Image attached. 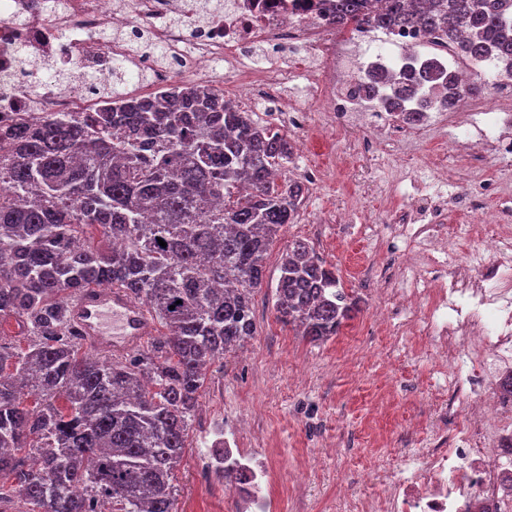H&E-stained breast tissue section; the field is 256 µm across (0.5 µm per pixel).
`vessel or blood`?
<instances>
[{
  "label": "vessel or blood",
  "instance_id": "b4317fda",
  "mask_svg": "<svg viewBox=\"0 0 512 512\" xmlns=\"http://www.w3.org/2000/svg\"><path fill=\"white\" fill-rule=\"evenodd\" d=\"M70 317L87 347L115 357L138 347L157 330L142 302L121 288L86 289L73 300Z\"/></svg>",
  "mask_w": 512,
  "mask_h": 512
}]
</instances>
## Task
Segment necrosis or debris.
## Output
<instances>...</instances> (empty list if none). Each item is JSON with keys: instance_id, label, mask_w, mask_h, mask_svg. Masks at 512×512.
<instances>
[{"instance_id": "4bbe7bcc", "label": "necrosis or debris", "mask_w": 512, "mask_h": 512, "mask_svg": "<svg viewBox=\"0 0 512 512\" xmlns=\"http://www.w3.org/2000/svg\"><path fill=\"white\" fill-rule=\"evenodd\" d=\"M333 2L221 0L204 12L199 0H65L60 7L34 10L25 0H0V123L18 112L36 122L50 113L99 107L100 89L111 76L110 68L100 64L104 57L149 70L153 86L164 88L187 71L197 82L211 83L209 62L220 54L236 97L276 100L292 131H304L312 117L281 95L296 74L331 123L358 135L369 149H382L392 137L417 143L447 128L455 143L498 147L501 133L512 129V68L493 53L474 63L447 34L419 25L385 32L364 22L337 26ZM256 46L270 56L301 50L304 63L295 73L242 74L247 52ZM413 54L435 70L455 71L459 97L454 107L444 104L445 90L422 88L417 95L427 99L426 112L406 116L383 104L391 88L381 83V75L402 73ZM76 61L96 75V83L60 86L41 75L44 65L68 67ZM375 78L380 81L376 97L351 96L352 85ZM477 85L482 91L476 95ZM480 194V187L467 189L459 209L476 226V253L454 259L447 225H419L404 250L406 268L419 287L394 288L388 275L377 288L378 325H386L389 306L399 304L410 312L401 332L424 346L439 380L430 397L442 419L428 426V448L406 456L398 473L380 480L378 493L356 499L354 512H471L478 500L484 512H512V457L501 448L503 431L512 430V397L498 389L503 365L512 363V274H501L494 288L485 279L467 286L462 278L467 269L484 268L488 257L512 251V229L486 211ZM454 295L465 303L452 318L448 299ZM462 408L487 409L491 416L459 425L455 419ZM450 421L455 430L447 429ZM241 433V426L225 425L203 470L240 474L229 488L235 512H271L272 472L262 454L241 448Z\"/></svg>"}]
</instances>
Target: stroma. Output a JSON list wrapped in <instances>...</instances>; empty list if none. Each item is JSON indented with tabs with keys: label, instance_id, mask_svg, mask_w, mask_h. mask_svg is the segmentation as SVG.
<instances>
[{
	"label": "stroma",
	"instance_id": "stroma-1",
	"mask_svg": "<svg viewBox=\"0 0 512 512\" xmlns=\"http://www.w3.org/2000/svg\"><path fill=\"white\" fill-rule=\"evenodd\" d=\"M446 131L417 144L362 152L359 144L332 127L311 125L303 144L282 167L283 176L303 180L308 169L324 173L310 188L294 223L285 225L265 262L263 285L254 293L256 334L217 362L207 375L187 438L186 455L175 473L179 512H234L224 481L201 480L197 456L213 422L251 420L245 442L263 438L272 463L275 512H336V489L367 492L363 471H389L402 455L425 447L422 430L437 407L426 394L434 378L413 338L381 333L373 319L377 273L397 270L405 248L399 219L416 203L412 224L434 212L439 223L458 224L459 186L439 178L431 160ZM302 239L335 271L345 293L358 297L359 310L338 336L313 343L280 323L273 307L280 260L289 242ZM353 339L369 355L358 377L341 366L340 342ZM388 370L394 381L393 410L377 439L368 423L376 376ZM328 443L346 448L344 457L326 455ZM313 467L309 483H293L300 464Z\"/></svg>",
	"mask_w": 512,
	"mask_h": 512
}]
</instances>
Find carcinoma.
I'll return each instance as SVG.
<instances>
[{"mask_svg": "<svg viewBox=\"0 0 512 512\" xmlns=\"http://www.w3.org/2000/svg\"><path fill=\"white\" fill-rule=\"evenodd\" d=\"M503 2L386 0L377 24L419 23L462 39L476 61L507 58ZM366 5L336 0V22L360 21ZM404 75L388 103L399 112L412 87L437 80ZM109 93L93 111L0 129V317L34 337L25 349L0 342V505L26 512H96L106 499L117 512H177L175 471L207 369L255 335L269 246L305 194L276 180L287 136L220 90ZM89 286L148 306L163 328L150 348L121 361L80 353L69 312ZM273 298L277 319L313 341L357 309L303 240L282 254Z\"/></svg>", "mask_w": 512, "mask_h": 512, "instance_id": "1", "label": "carcinoma"}]
</instances>
